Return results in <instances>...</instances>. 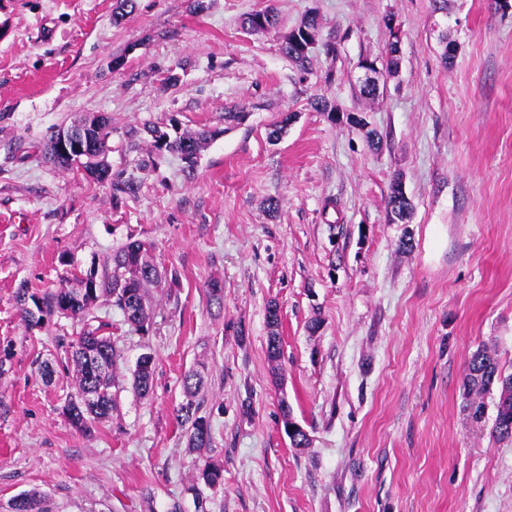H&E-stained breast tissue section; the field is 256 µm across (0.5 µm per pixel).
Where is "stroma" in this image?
I'll use <instances>...</instances> for the list:
<instances>
[{
	"mask_svg": "<svg viewBox=\"0 0 512 512\" xmlns=\"http://www.w3.org/2000/svg\"><path fill=\"white\" fill-rule=\"evenodd\" d=\"M114 3L0 0V512L31 489L50 512H196L200 497L206 512H512V441L491 432L498 393L475 425L463 390L480 345L512 372V2L207 0L194 14L187 0H139L119 24ZM270 6L275 28L243 29ZM313 11L303 73L280 47ZM390 14L399 68L368 98L359 63L384 57ZM230 110L244 121L226 122ZM92 113L110 117L108 161L135 194L113 197L39 151ZM153 125L214 137L194 167L154 165L148 138L134 150L126 137ZM396 180L405 224L388 220ZM136 239L175 276L171 295L151 293L153 333L104 302L84 325L24 320L18 289L54 291ZM102 322L120 382L87 436L63 412L76 393L63 347ZM145 352L157 368L143 399L130 371ZM191 370L211 420L200 452L176 420ZM284 400L313 439L305 453L283 431ZM207 460L222 486L195 487ZM272 309H274L275 312H272ZM280 320L279 308L277 304H268L266 308V325L268 329L266 353L269 362L272 364L277 363L281 356V337L279 331L281 324Z\"/></svg>",
	"mask_w": 512,
	"mask_h": 512,
	"instance_id": "1",
	"label": "stroma"
}]
</instances>
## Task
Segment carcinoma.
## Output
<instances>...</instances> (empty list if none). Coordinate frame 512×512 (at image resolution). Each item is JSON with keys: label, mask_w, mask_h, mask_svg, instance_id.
<instances>
[{"label": "carcinoma", "mask_w": 512, "mask_h": 512, "mask_svg": "<svg viewBox=\"0 0 512 512\" xmlns=\"http://www.w3.org/2000/svg\"><path fill=\"white\" fill-rule=\"evenodd\" d=\"M137 9V0H116L112 19L118 23ZM278 15L274 9H265L248 14L243 26L251 32H264L276 27ZM316 17L312 16L303 25L291 31L281 44V52L301 70H308L309 52L305 51L298 38L311 36L316 29ZM71 126L82 130L93 144L95 156L99 160L93 166L101 168L102 174L94 177L99 183H106L112 189V196L133 194L137 183L122 172L112 171L105 160L109 152V138L112 134L109 118L103 114H88L73 121ZM152 138V147L158 155L165 153L178 155L187 164L195 163L204 145L214 136V132L175 133L158 127H147ZM45 158L62 171H71L75 163L58 153L53 143H48ZM150 245L141 240L130 241L112 254V263L102 269H90L86 273L72 275L65 286L41 296L22 289L18 300L23 305L25 317L32 321H47L56 315L68 316L77 321L85 320L90 309L100 301H105L122 314L124 321L134 331L147 335L153 328L152 310L147 305V288L159 286L165 275L152 262L149 256ZM33 307H27V302ZM275 303L266 308L268 329L267 358L276 363L281 356L280 314ZM68 360L74 366L76 399L71 401L77 414L72 418L73 425L86 435L96 431L97 424L108 418L115 406L116 369L119 354L109 336L100 334V328L87 329L68 344ZM155 372V358L135 363L132 372L133 387L142 398L150 396ZM203 386V377L197 371L184 375L183 389L186 401L176 411L180 425L186 427L187 445L190 448H207L211 442V424L200 414L201 405L195 397ZM498 387L496 416L492 433L499 440H512V372L500 368L496 353L484 345L471 353L464 379V391L470 397L465 409L471 411L472 419L480 421L484 414L483 402L478 397ZM196 481L209 488L221 485L224 469L212 461H206L197 468ZM45 496L36 490L23 494V498L10 507L11 512H48L43 506Z\"/></svg>", "instance_id": "1"}]
</instances>
